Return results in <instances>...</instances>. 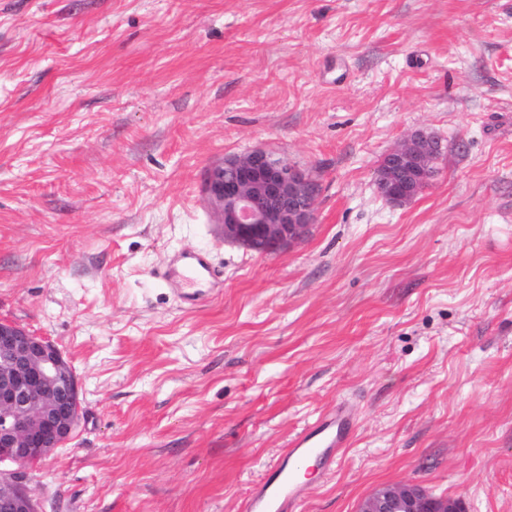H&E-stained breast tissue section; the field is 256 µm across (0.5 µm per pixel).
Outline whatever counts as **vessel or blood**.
Returning a JSON list of instances; mask_svg holds the SVG:
<instances>
[{
	"mask_svg": "<svg viewBox=\"0 0 512 512\" xmlns=\"http://www.w3.org/2000/svg\"><path fill=\"white\" fill-rule=\"evenodd\" d=\"M211 274L206 255L195 251L174 260L166 277L180 285H194ZM353 427L352 412L342 408L307 426L291 441L265 480L252 489L244 512H294L305 494L304 487L295 478L297 470L307 463L332 470L340 451L349 443Z\"/></svg>",
	"mask_w": 512,
	"mask_h": 512,
	"instance_id": "vessel-or-blood-1",
	"label": "vessel or blood"
}]
</instances>
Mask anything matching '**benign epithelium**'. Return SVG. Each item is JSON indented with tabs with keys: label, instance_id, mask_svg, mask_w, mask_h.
I'll return each mask as SVG.
<instances>
[{
	"label": "benign epithelium",
	"instance_id": "obj_1",
	"mask_svg": "<svg viewBox=\"0 0 512 512\" xmlns=\"http://www.w3.org/2000/svg\"><path fill=\"white\" fill-rule=\"evenodd\" d=\"M440 140L423 129L386 154L375 178L387 202L412 200L432 177ZM204 192L224 242L260 255L285 251L315 220L317 186L303 171L253 150L212 165ZM81 418L78 382L52 342L0 320V512H38L25 467L70 440ZM358 512H464L455 498L414 484H387L365 497Z\"/></svg>",
	"mask_w": 512,
	"mask_h": 512
}]
</instances>
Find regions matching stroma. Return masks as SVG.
Instances as JSON below:
<instances>
[{"instance_id":"stroma-1","label":"stroma","mask_w":512,"mask_h":512,"mask_svg":"<svg viewBox=\"0 0 512 512\" xmlns=\"http://www.w3.org/2000/svg\"><path fill=\"white\" fill-rule=\"evenodd\" d=\"M417 129L437 173L386 203ZM256 148L319 184L277 255L202 193ZM186 248L224 281L195 308L160 277ZM0 318L80 385L39 512H242L339 405L297 512L386 484L512 512V0H0ZM439 148L440 140L433 133L423 129L412 132L380 164L375 178L378 194L393 204L412 200L418 186L426 187L430 182L432 159Z\"/></svg>"}]
</instances>
